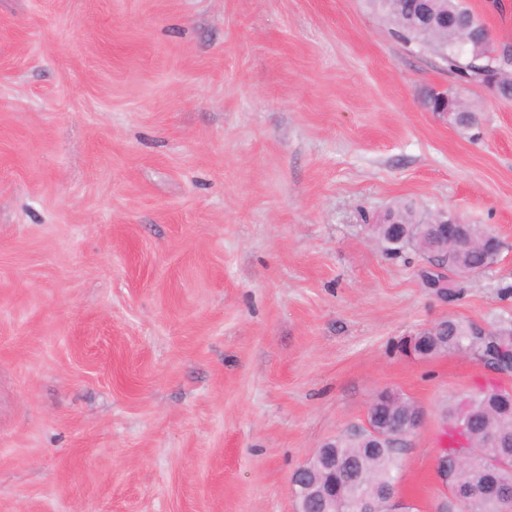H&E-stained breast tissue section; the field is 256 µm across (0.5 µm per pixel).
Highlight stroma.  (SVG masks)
<instances>
[{
  "instance_id": "stroma-1",
  "label": "stroma",
  "mask_w": 512,
  "mask_h": 512,
  "mask_svg": "<svg viewBox=\"0 0 512 512\" xmlns=\"http://www.w3.org/2000/svg\"><path fill=\"white\" fill-rule=\"evenodd\" d=\"M465 3L512 46V0ZM405 202L498 236L459 300L374 240ZM448 317L512 320V102L364 0H0V512H295L384 388L433 512L447 407L512 388L411 352ZM377 428L390 430V436L402 437L414 426L416 419V409L413 403L404 395L398 394L394 397L392 403L387 405L383 402H377L368 406L367 415ZM377 416L380 420H372Z\"/></svg>"
}]
</instances>
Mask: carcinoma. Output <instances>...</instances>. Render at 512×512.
I'll list each match as a JSON object with an SVG mask.
<instances>
[{
  "label": "carcinoma",
  "mask_w": 512,
  "mask_h": 512,
  "mask_svg": "<svg viewBox=\"0 0 512 512\" xmlns=\"http://www.w3.org/2000/svg\"><path fill=\"white\" fill-rule=\"evenodd\" d=\"M367 7L378 14L391 33L404 44L420 51H431L439 56L448 70L465 83H481L489 67L497 65L490 37L485 36L463 46L457 32L444 23V18L455 15L469 27L483 32V22L464 5V0H365ZM387 224H377L374 235L383 249L395 257L407 251H420L409 237L395 241L406 225L423 218L436 221L443 213L425 211L404 204L389 211ZM493 232L485 224L469 225L470 244H448V262L431 272L435 278L447 281L448 297H459L463 290L461 274L468 270H484L488 266L487 253L480 248L484 236ZM414 350L422 358L441 352H465L479 362H492L489 353L496 348L512 352V325H495L478 332L472 323L450 319L448 329L413 342ZM470 427L461 432L457 420L461 404L448 408L446 418L449 430L462 437L459 446L447 449L448 458L458 455L467 459L464 485L467 488L465 512H512V499L504 500L487 485L488 473L494 483L512 487V390L492 389L467 398ZM367 413L376 418V427L402 437L414 426L416 409L406 397L397 395L391 404L377 402ZM336 448V466H351L358 474L355 485L336 491V497L352 498L364 492L374 512H386L387 490L398 477L399 449L389 441H379L367 429H354L329 441Z\"/></svg>",
  "instance_id": "obj_1"
}]
</instances>
